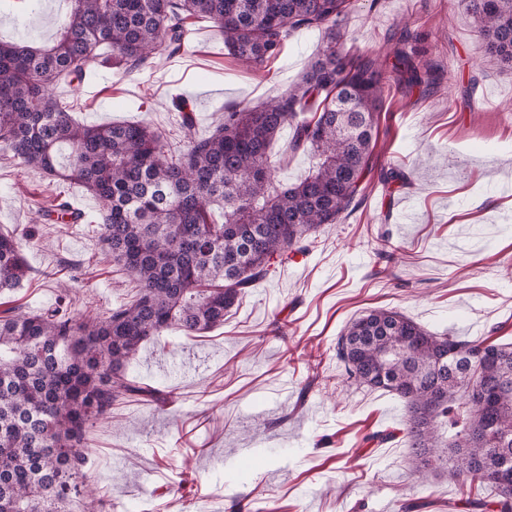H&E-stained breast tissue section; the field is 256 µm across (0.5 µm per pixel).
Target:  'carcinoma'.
I'll return each mask as SVG.
<instances>
[{
	"instance_id": "cac0c4a2",
	"label": "carcinoma",
	"mask_w": 512,
	"mask_h": 512,
	"mask_svg": "<svg viewBox=\"0 0 512 512\" xmlns=\"http://www.w3.org/2000/svg\"><path fill=\"white\" fill-rule=\"evenodd\" d=\"M479 23V50L512 66V0H459ZM351 0H68L53 41L0 40V148L23 165L76 185L100 203L97 248L137 283L133 299L103 317L61 306L0 312V512H97L83 489L93 465L87 433L129 395L165 402L127 378L141 346L165 330L207 333L264 279L275 256L303 250L308 233L364 197L376 180L404 181L374 150L387 94L420 96L437 84L407 25L387 35L392 54L346 51ZM206 19L227 54L260 71L288 36L316 30L323 47L301 80L261 106H238L198 138L186 106L185 149L173 156L143 124L87 125L53 94L94 64L133 73L186 48L187 21ZM290 149L317 162L284 185L270 149L285 125ZM16 240L0 234V291L28 277ZM347 379L406 402L405 435L416 468L448 463L465 485L495 488L467 498L473 512H512V343L431 333L395 311L353 320L336 342ZM485 393L469 403L473 384Z\"/></svg>"
}]
</instances>
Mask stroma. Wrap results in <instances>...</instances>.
<instances>
[{
    "instance_id": "1",
    "label": "stroma",
    "mask_w": 512,
    "mask_h": 512,
    "mask_svg": "<svg viewBox=\"0 0 512 512\" xmlns=\"http://www.w3.org/2000/svg\"><path fill=\"white\" fill-rule=\"evenodd\" d=\"M58 0L25 9L0 5V36L54 32ZM414 24L428 59L441 67L433 94L395 97L382 112L377 164L401 166L404 185H368L363 202L312 233L305 252H286L223 326L197 337L164 332L127 368L130 377L171 392L163 407L138 398L116 403L88 435L95 465L86 482L106 512H463L461 498L484 495L447 470L420 481L403 433V401L346 380L336 338L352 320L388 309L425 329L467 340L512 342V69L482 56L477 25L458 0H353L347 50L388 54L386 35ZM179 55L149 60L124 75L107 65L55 93L78 121L149 123L169 153L184 147L183 96L197 136L223 111L258 106L295 84L321 47L318 32L292 33L284 53L254 71L227 57L213 23L188 24ZM290 129L271 150L278 179L311 165L292 152ZM81 212L58 220L57 206ZM98 202L0 151V233L20 243L34 275L0 292V311L67 305L105 315L135 285L96 249ZM398 246L388 270L381 237ZM287 321L288 334L275 321ZM387 433L384 442L369 434Z\"/></svg>"
}]
</instances>
